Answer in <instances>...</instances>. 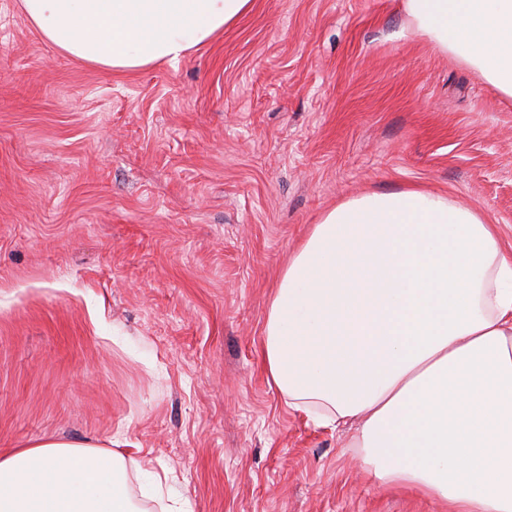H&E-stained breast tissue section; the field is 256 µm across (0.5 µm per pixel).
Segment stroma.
I'll return each mask as SVG.
<instances>
[{
	"mask_svg": "<svg viewBox=\"0 0 512 512\" xmlns=\"http://www.w3.org/2000/svg\"><path fill=\"white\" fill-rule=\"evenodd\" d=\"M133 72L0 0V452L115 447L186 512H448L355 464L357 424L288 409L263 365L280 273L321 214L419 187L512 256V99L403 0H252Z\"/></svg>",
	"mask_w": 512,
	"mask_h": 512,
	"instance_id": "35a3bbf8",
	"label": "stroma"
}]
</instances>
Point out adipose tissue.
<instances>
[{"instance_id":"ef3b65f1","label":"adipose tissue","mask_w":512,"mask_h":512,"mask_svg":"<svg viewBox=\"0 0 512 512\" xmlns=\"http://www.w3.org/2000/svg\"><path fill=\"white\" fill-rule=\"evenodd\" d=\"M251 0H21L42 37L111 70L174 60ZM442 52L512 98V0H405ZM270 381L360 467L457 512H512V258L477 209L411 187L324 212L264 324ZM0 512H141L125 457L40 440L0 454Z\"/></svg>"}]
</instances>
